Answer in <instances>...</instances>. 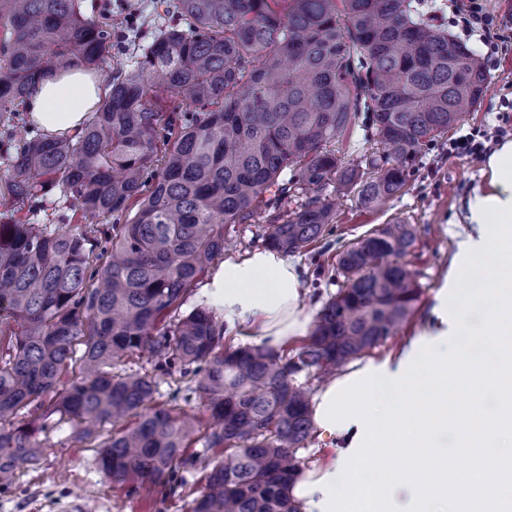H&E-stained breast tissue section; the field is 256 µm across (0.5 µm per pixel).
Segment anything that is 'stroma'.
<instances>
[{"mask_svg": "<svg viewBox=\"0 0 512 512\" xmlns=\"http://www.w3.org/2000/svg\"><path fill=\"white\" fill-rule=\"evenodd\" d=\"M154 5L155 0H133L135 17L131 20L123 10H113L112 65L130 58L128 22H142ZM466 43L484 55L491 75L469 121L449 129L426 149L405 188L382 207L365 209L351 197L336 210L333 236L347 241L397 220L415 225L417 242L406 262L422 288L420 306L424 309L431 305L462 238L464 202L485 181L484 155L456 156L449 153L448 143L470 128L495 126L497 114L512 104V48L492 56L478 37L467 38ZM47 446L37 468L16 472L10 488L0 491V512H190L201 489L200 472L187 473L180 497L160 506L146 492L129 496L116 488L98 470L91 444L74 442L68 430L50 433Z\"/></svg>", "mask_w": 512, "mask_h": 512, "instance_id": "1", "label": "stroma"}]
</instances>
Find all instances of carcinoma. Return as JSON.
Segmentation results:
<instances>
[{"mask_svg": "<svg viewBox=\"0 0 512 512\" xmlns=\"http://www.w3.org/2000/svg\"><path fill=\"white\" fill-rule=\"evenodd\" d=\"M414 0H161L175 22L142 44L74 136L28 137L18 106L45 78L106 64L112 27L79 0H0V489L64 425L131 494L160 502L201 468L191 512H297L316 437L314 384L383 344L422 288L401 262L416 230L384 224L335 252L343 277L295 348L235 346L199 305L176 315L224 228L263 221L285 255L333 247L335 197L376 208L463 123L489 75L477 50ZM364 162L348 158L359 115ZM77 219L22 221L48 191ZM134 217H129L130 212ZM146 358L151 368L113 366ZM197 377L205 420L164 403ZM305 377V382L298 381ZM195 442L203 448L191 454ZM169 385L167 383H163L161 385L160 391L162 394H164V397L161 400L167 399V393L172 391L173 389H176L177 387L181 388V392L179 394V397L182 395H189L191 400L190 404L186 406L185 408L188 410L190 408H195V410H198L196 407L200 406V399L198 397V393L187 391L188 387L192 388V390L196 387V382L194 381V378L192 375L181 377L179 373H175L172 378H168Z\"/></svg>", "mask_w": 512, "mask_h": 512, "instance_id": "cac0c4a2", "label": "carcinoma"}]
</instances>
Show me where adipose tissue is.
<instances>
[{
  "label": "adipose tissue",
  "instance_id": "adipose-tissue-1",
  "mask_svg": "<svg viewBox=\"0 0 512 512\" xmlns=\"http://www.w3.org/2000/svg\"><path fill=\"white\" fill-rule=\"evenodd\" d=\"M103 102L97 82L77 72L44 79L28 97L26 110L40 130L58 135L75 132ZM484 168L486 187L474 189L466 202L464 240L469 244L480 240L476 202L512 199V140L497 145ZM197 299L223 321L224 333L233 342L251 337L274 349L307 336L313 316L298 263L268 248L225 258L211 270ZM357 432L354 424L333 432L319 428V435L330 437L331 446L324 449L321 460L306 468L302 482L335 473L342 451L353 444Z\"/></svg>",
  "mask_w": 512,
  "mask_h": 512
}]
</instances>
